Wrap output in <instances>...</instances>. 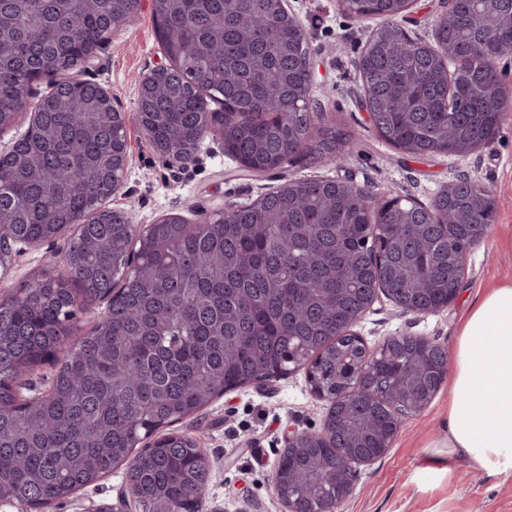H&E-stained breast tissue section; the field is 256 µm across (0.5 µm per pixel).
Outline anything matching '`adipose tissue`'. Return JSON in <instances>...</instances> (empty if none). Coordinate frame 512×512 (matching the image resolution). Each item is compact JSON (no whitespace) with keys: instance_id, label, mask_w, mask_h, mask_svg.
Segmentation results:
<instances>
[{"instance_id":"ef3b65f1","label":"adipose tissue","mask_w":512,"mask_h":512,"mask_svg":"<svg viewBox=\"0 0 512 512\" xmlns=\"http://www.w3.org/2000/svg\"><path fill=\"white\" fill-rule=\"evenodd\" d=\"M448 381V453L489 475H512V286L468 316Z\"/></svg>"}]
</instances>
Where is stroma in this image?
<instances>
[{
    "instance_id": "obj_1",
    "label": "stroma",
    "mask_w": 512,
    "mask_h": 512,
    "mask_svg": "<svg viewBox=\"0 0 512 512\" xmlns=\"http://www.w3.org/2000/svg\"><path fill=\"white\" fill-rule=\"evenodd\" d=\"M447 7L448 0H412L399 24L413 40L434 44L433 24ZM288 9L305 28L318 120L352 134L343 163L303 157L255 176L225 154L224 140L215 133L203 139L189 165L170 163L153 152L135 120L139 79L163 59L153 6L144 0L137 23L118 32L99 58L75 70L79 78L103 85L126 115L128 171L119 195L105 206L124 210L135 225L169 216L193 224L301 180H349L380 196L400 194L426 205L459 178L482 182L496 199V219L472 247L451 304L418 315L379 293L355 325L371 346L384 337L405 334L428 337L452 350L468 313L483 295L512 284V112L492 143L468 155L405 154L377 132L363 106L355 68L380 19L354 17L339 0H288ZM67 241L63 235L36 246L15 245L7 268H0V298L41 271L65 274L61 256ZM327 414V403L311 394L305 372L299 371L224 392L193 419L176 423L175 431L193 437L211 461L200 512H282L274 477L288 433L321 430ZM447 421L448 388L443 385L426 408L405 417L383 458L357 467L353 490L339 512H512V476L487 475L449 460ZM125 491V469L119 466L96 485L51 505L49 512H78L80 505L93 502L116 505Z\"/></svg>"
}]
</instances>
